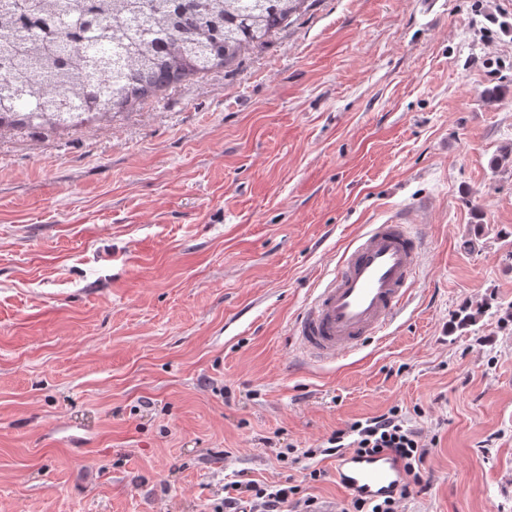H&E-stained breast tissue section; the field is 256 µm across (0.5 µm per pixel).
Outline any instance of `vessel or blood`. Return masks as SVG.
I'll return each mask as SVG.
<instances>
[{
  "mask_svg": "<svg viewBox=\"0 0 512 512\" xmlns=\"http://www.w3.org/2000/svg\"><path fill=\"white\" fill-rule=\"evenodd\" d=\"M421 239L406 218L370 225L346 247L339 266L321 280L296 316L291 341L313 361L332 362L364 343L382 339L410 301L422 263ZM336 480L350 496H398L399 461L387 452L336 461Z\"/></svg>",
  "mask_w": 512,
  "mask_h": 512,
  "instance_id": "obj_1",
  "label": "vessel or blood"
}]
</instances>
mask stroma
I'll list each match as a JSON object with an SVG mask.
<instances>
[{"instance_id": "stroma-1", "label": "stroma", "mask_w": 512, "mask_h": 512, "mask_svg": "<svg viewBox=\"0 0 512 512\" xmlns=\"http://www.w3.org/2000/svg\"><path fill=\"white\" fill-rule=\"evenodd\" d=\"M510 73L512 0H305L233 71L1 134L0 512H211L289 477L343 512L335 458L270 444L393 406L429 449L398 512H512ZM400 214L406 312L301 362L292 319Z\"/></svg>"}]
</instances>
